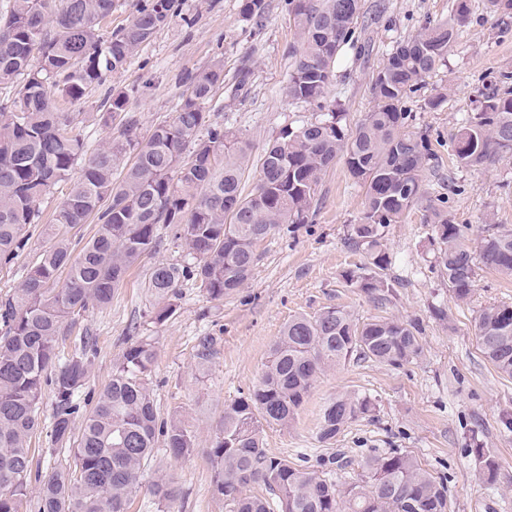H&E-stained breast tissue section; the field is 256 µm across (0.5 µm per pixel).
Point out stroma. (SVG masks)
Returning a JSON list of instances; mask_svg holds the SVG:
<instances>
[{
    "instance_id": "1",
    "label": "stroma",
    "mask_w": 512,
    "mask_h": 512,
    "mask_svg": "<svg viewBox=\"0 0 512 512\" xmlns=\"http://www.w3.org/2000/svg\"><path fill=\"white\" fill-rule=\"evenodd\" d=\"M243 0H179L167 24L109 76L78 101H63L87 151L120 135V121L103 122L101 101L107 89L131 90L129 109L139 118L140 133L170 119L188 76L213 59L224 62V86L209 108L211 120L223 124L248 148L243 179L252 190L259 160L268 142L286 126L312 119L308 105L288 101L282 88L300 42L289 19L287 0H263L264 23L243 13ZM457 0H363L355 44L345 47L339 77L328 94L355 128L374 105L373 76L396 42L421 31L426 22L442 21ZM469 23L448 52V61L426 78L404 103L412 128L427 131L435 154L426 172L430 196L446 199L445 211L469 225L468 244L476 246L483 225L512 228V157L486 170L456 166L452 136L474 107L484 85L512 76V16L489 12L486 0H468ZM252 71L247 93L234 95L242 67ZM446 89L443 106L425 108L427 99ZM364 187L344 159L323 172L314 212L308 223L283 224L257 249L250 280L223 300L210 299L194 280L179 284L175 314L153 321L156 298L147 281L159 261L187 262L184 246L162 224L159 251L144 257L127 274L110 305L92 306L69 324L60 343L62 358L92 340L95 353L80 398L98 394L111 380L114 364L140 337L156 346L150 388L161 419L178 417L197 437L193 453L176 458L157 445L132 497L129 512H159L149 487L167 477L178 490L168 512H227L211 490L207 455L225 404L247 395L259 381L271 345L292 316L316 315L339 305L359 321L399 318L421 329L423 351L411 363L391 367L353 361L322 374L288 425L262 428L269 456L285 458L309 470L331 472L339 482L361 477V460L373 450L395 449L415 457L433 476L444 478L448 512H512V379L501 376L481 354L474 328L478 311L491 304H512V277L481 268L470 300L457 301L433 270L432 225L426 205L413 207L389 225L385 245L391 264L386 272L394 286L388 301H371L347 286L344 275L365 262L347 243L357 223ZM50 244L41 224L26 232V245L10 264L0 265V296L10 294ZM214 340L216 353L206 364L196 356L199 337ZM341 392L370 397L373 412L351 422L332 444L318 441L320 417L327 402ZM53 397L44 391L38 430L29 440L33 466L46 473L66 463L67 445L52 446ZM480 439L495 455V484L483 483L468 448Z\"/></svg>"
}]
</instances>
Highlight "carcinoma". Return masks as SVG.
I'll return each mask as SVG.
<instances>
[{
	"label": "carcinoma",
	"instance_id": "1",
	"mask_svg": "<svg viewBox=\"0 0 512 512\" xmlns=\"http://www.w3.org/2000/svg\"><path fill=\"white\" fill-rule=\"evenodd\" d=\"M113 2L11 0L0 16V84L22 79L11 104L0 107V262H10L25 246L26 226L41 223V202L68 186L47 227L50 246L0 300V512H129L158 441L176 457L195 450V435L177 417H158L149 387L151 338L125 349L77 435V394L91 359L84 350L59 358L65 325L91 305L111 304L127 272L157 250V225L174 226L191 257L184 265L162 262L151 269L148 289L158 299L154 320L162 323L175 313L185 278L213 300L243 287L258 244L280 224L308 223L322 173L343 157L365 188L363 212L349 225L348 242L367 259L346 280L375 299L392 288L383 274L385 230L427 194L422 173L432 159L428 134L409 130L411 113L403 103L445 65L469 20L467 0H458L448 21L394 45L372 79V111L349 134L346 113L328 107L327 95L336 82V61L353 43L361 0H288L301 49L292 52L283 91L319 114L281 129L269 142L259 178L245 195V147L221 124L208 122L206 112L224 85L220 61L192 76L175 117L145 135L136 133L137 120L127 112L131 91L108 92L103 107L108 117H122V139L86 154L58 99L76 101L103 85L166 25L173 9V0H141L130 23L105 40L100 24L112 15ZM452 142L457 162L467 168L492 167L511 155L512 89L480 92ZM127 151L135 161L117 182L112 171ZM430 210L434 267L457 300L470 298L481 265L512 276V228L484 225L472 249L465 243L466 226L441 208ZM91 217L98 230L77 251L67 233ZM475 329L484 358L512 378V305L481 309ZM421 350L420 329L412 321L361 323L340 306L290 319L270 348L259 383L224 406L208 451L215 498L229 512H270L271 499L279 512H448L444 482L407 453L372 455L360 464L361 481L338 484L268 456L261 440L263 424L288 425L327 369L352 360L400 367ZM49 371L54 377L47 379ZM46 380L54 394L51 442L71 440L73 448L66 465L38 477L32 498L28 439L39 427ZM373 409L367 398L336 395L323 408L319 441L335 440L350 421ZM470 452L483 481L494 483L496 457L477 440ZM252 484L264 486L269 498L247 493ZM150 492L161 506L177 496L163 477Z\"/></svg>",
	"mask_w": 512,
	"mask_h": 512
}]
</instances>
